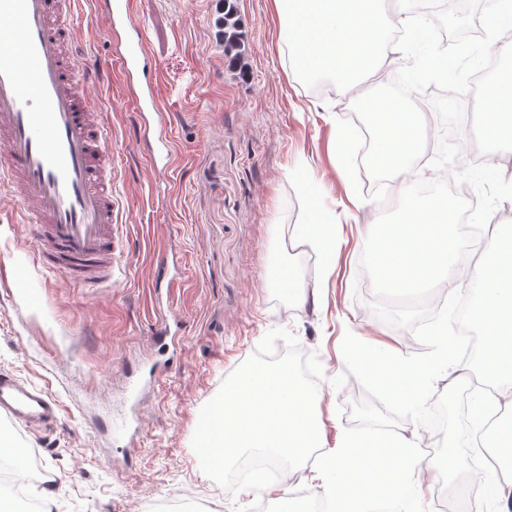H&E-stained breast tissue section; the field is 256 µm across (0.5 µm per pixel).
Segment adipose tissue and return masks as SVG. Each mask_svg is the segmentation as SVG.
<instances>
[{
	"mask_svg": "<svg viewBox=\"0 0 512 512\" xmlns=\"http://www.w3.org/2000/svg\"><path fill=\"white\" fill-rule=\"evenodd\" d=\"M280 24V53L290 70L318 74L335 68L352 85L370 69L394 62L404 41L387 43L394 17L380 13L379 0H272Z\"/></svg>",
	"mask_w": 512,
	"mask_h": 512,
	"instance_id": "ef3b65f1",
	"label": "adipose tissue"
}]
</instances>
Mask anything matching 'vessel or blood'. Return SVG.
Returning a JSON list of instances; mask_svg holds the SVG:
<instances>
[{
  "label": "vessel or blood",
  "instance_id": "b4317fda",
  "mask_svg": "<svg viewBox=\"0 0 512 512\" xmlns=\"http://www.w3.org/2000/svg\"><path fill=\"white\" fill-rule=\"evenodd\" d=\"M118 47L127 93L151 116L154 157L170 167L173 145L158 76L132 0H98ZM79 0H0V175L17 221L34 230L42 267L88 288H112L124 267L118 170L106 115L88 86L104 67L78 58ZM0 415L34 429L56 415L47 392L0 374Z\"/></svg>",
  "mask_w": 512,
  "mask_h": 512
}]
</instances>
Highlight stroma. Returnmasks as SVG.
Returning a JSON list of instances; mask_svg holds the SVG:
<instances>
[{
    "mask_svg": "<svg viewBox=\"0 0 512 512\" xmlns=\"http://www.w3.org/2000/svg\"><path fill=\"white\" fill-rule=\"evenodd\" d=\"M150 60L160 75L175 159L157 169L141 145L134 106L114 108L119 77L92 85L120 147L121 200L127 215V273L113 288L66 282L37 267L26 226L14 223L9 186L0 180V267L19 264L42 303L33 307L0 279V373L50 392L56 420L37 431L10 426L44 473L27 484L47 512H154L160 492L176 493L174 512H236L291 496L296 484L231 495L201 469L191 441L202 406L273 328L287 327L303 351L317 353L325 376L316 409L327 448L351 426L359 382L329 380L345 370V332L397 353L416 337L380 320L361 267L369 225L394 207L402 188L386 184L387 202L362 181L355 196L336 155L337 120L353 100L381 86L368 72L353 87L312 89L283 66L272 0H132ZM246 35L241 60L224 56L226 9ZM81 50L112 60L105 21L94 0H80ZM317 206L336 228L331 253L297 234ZM168 265L157 269L158 255ZM297 270V295L282 298L269 262ZM322 286L320 302L309 292ZM399 432L425 447L417 469L426 503L439 481L438 435L405 421Z\"/></svg>",
    "mask_w": 512,
    "mask_h": 512,
    "instance_id": "1",
    "label": "stroma"
}]
</instances>
